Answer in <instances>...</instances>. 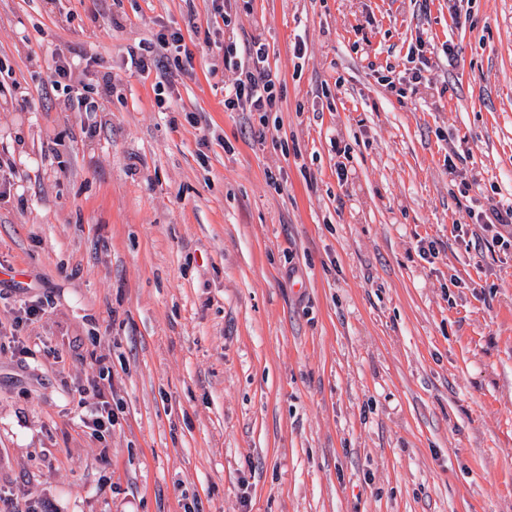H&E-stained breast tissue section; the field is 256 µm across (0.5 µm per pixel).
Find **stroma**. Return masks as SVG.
<instances>
[{
  "instance_id": "stroma-1",
  "label": "stroma",
  "mask_w": 512,
  "mask_h": 512,
  "mask_svg": "<svg viewBox=\"0 0 512 512\" xmlns=\"http://www.w3.org/2000/svg\"><path fill=\"white\" fill-rule=\"evenodd\" d=\"M170 27L192 70L130 71ZM254 36L262 133L224 108ZM421 38L455 61L397 97ZM1 181L7 512H512V248L475 222L512 202V0H0ZM267 60V45L260 37H253L243 44L234 37L224 41V68L232 69L236 75L225 89V110L249 112L251 116L257 113L264 125L268 112L279 111L281 85L277 78L272 77ZM423 71L421 68H405L404 71L396 73L395 68L389 66L387 68L388 74L382 75L380 80L392 93H396L399 97H405V91L402 87L404 84L417 85L427 81ZM112 411H108L103 404L95 403L85 415L83 423L86 427L100 434L108 432L114 425Z\"/></svg>"
}]
</instances>
